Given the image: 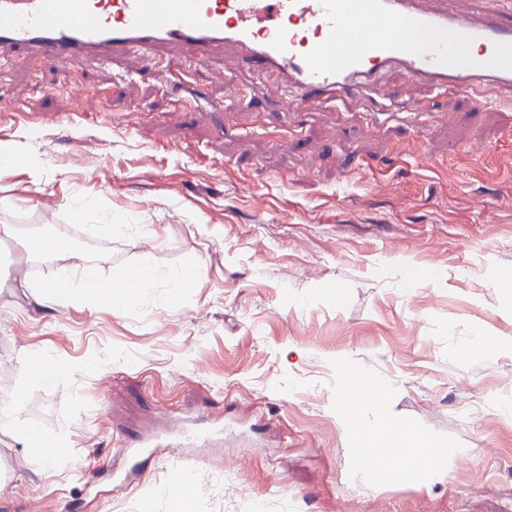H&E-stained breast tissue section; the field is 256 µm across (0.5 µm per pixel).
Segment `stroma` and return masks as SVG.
Returning <instances> with one entry per match:
<instances>
[{"label": "stroma", "instance_id": "stroma-1", "mask_svg": "<svg viewBox=\"0 0 512 512\" xmlns=\"http://www.w3.org/2000/svg\"><path fill=\"white\" fill-rule=\"evenodd\" d=\"M430 98L425 126L374 130L337 103L288 111L226 50L0 62V153L22 160L0 174V512H512V119ZM41 235L156 277L127 308L37 304L72 272L29 251ZM41 358L60 374L36 385ZM349 374L446 443L448 475L357 473Z\"/></svg>", "mask_w": 512, "mask_h": 512}]
</instances>
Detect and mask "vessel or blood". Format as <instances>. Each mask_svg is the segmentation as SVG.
<instances>
[{
	"instance_id": "obj_1",
	"label": "vessel or blood",
	"mask_w": 512,
	"mask_h": 512,
	"mask_svg": "<svg viewBox=\"0 0 512 512\" xmlns=\"http://www.w3.org/2000/svg\"><path fill=\"white\" fill-rule=\"evenodd\" d=\"M500 3L475 13L465 0H0V55L150 62L163 45L196 60L225 49L277 74L292 110L376 103L378 75L395 70L419 120L423 89L512 103V0ZM356 23L364 30L348 39Z\"/></svg>"
}]
</instances>
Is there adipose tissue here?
<instances>
[{
	"label": "adipose tissue",
	"mask_w": 512,
	"mask_h": 512,
	"mask_svg": "<svg viewBox=\"0 0 512 512\" xmlns=\"http://www.w3.org/2000/svg\"><path fill=\"white\" fill-rule=\"evenodd\" d=\"M35 245L40 253H68L76 269L70 282H54L37 291L35 298L41 303L69 290L89 302L109 300L125 307L137 298L136 292L127 287L131 277H139L146 285L152 280V271L145 266L121 271L106 280L94 265L81 259L79 252L68 249L67 245L46 237L36 239ZM377 405L378 399L369 388L347 380L339 413L356 439V458L364 475L378 482H411L446 465L447 450L438 439L417 433L400 422L367 420V412Z\"/></svg>",
	"instance_id": "adipose-tissue-1"
}]
</instances>
